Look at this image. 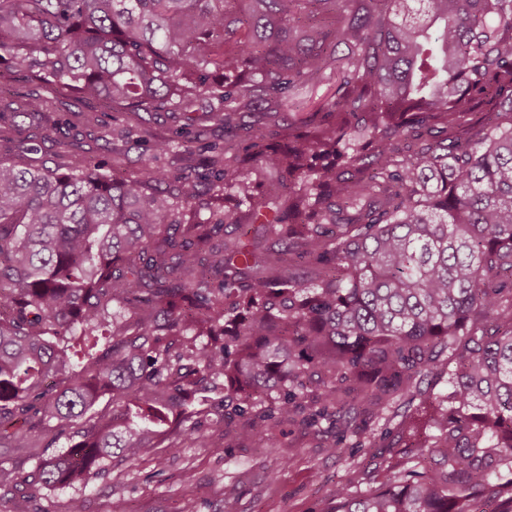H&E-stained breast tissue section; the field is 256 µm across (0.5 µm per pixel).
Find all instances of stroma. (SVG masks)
<instances>
[{"mask_svg": "<svg viewBox=\"0 0 512 512\" xmlns=\"http://www.w3.org/2000/svg\"><path fill=\"white\" fill-rule=\"evenodd\" d=\"M48 98L69 123V146L61 153L51 142H42L28 157L32 163L74 165L95 156L125 175L135 171L144 153L153 156L156 167L173 171L181 154L156 153L157 139L180 143L199 138L220 145L225 138L217 123L184 126L161 112L147 114L143 130L128 137L97 102L66 92ZM88 114L95 115V122H85ZM399 422L389 413L371 417L357 410L332 423L309 427L287 422L270 435L232 436L220 448H162L150 457H116L108 472L88 485L34 491L30 512H65L73 498L83 500L85 512H324L336 486L360 494L388 478V464L402 458ZM365 431L375 439L362 447L358 441ZM228 485L237 490L234 498L224 495Z\"/></svg>", "mask_w": 512, "mask_h": 512, "instance_id": "35a3bbf8", "label": "stroma"}]
</instances>
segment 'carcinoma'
I'll return each mask as SVG.
<instances>
[{
  "label": "carcinoma",
  "instance_id": "obj_1",
  "mask_svg": "<svg viewBox=\"0 0 512 512\" xmlns=\"http://www.w3.org/2000/svg\"><path fill=\"white\" fill-rule=\"evenodd\" d=\"M14 71L34 88L0 89V135L59 128L41 87L226 139L204 202L191 140L173 174L30 168L36 133L0 157L4 512L205 447L219 408L248 439L357 407L430 462L328 512H512V0H0ZM310 85L283 145L248 120ZM50 433L72 444L21 472L11 449Z\"/></svg>",
  "mask_w": 512,
  "mask_h": 512
}]
</instances>
